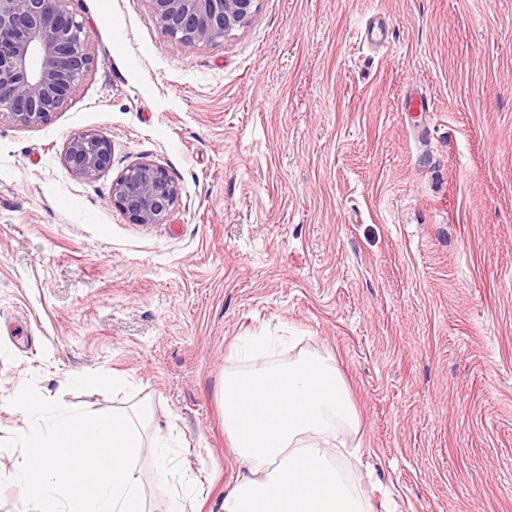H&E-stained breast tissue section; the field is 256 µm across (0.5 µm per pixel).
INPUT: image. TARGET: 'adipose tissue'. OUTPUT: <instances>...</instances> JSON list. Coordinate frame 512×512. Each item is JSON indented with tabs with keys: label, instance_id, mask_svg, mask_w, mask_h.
Instances as JSON below:
<instances>
[{
	"label": "adipose tissue",
	"instance_id": "adipose-tissue-1",
	"mask_svg": "<svg viewBox=\"0 0 512 512\" xmlns=\"http://www.w3.org/2000/svg\"><path fill=\"white\" fill-rule=\"evenodd\" d=\"M224 430L239 473L224 512H369L341 460L361 456L344 434L357 427L335 366L306 356L289 364L225 371Z\"/></svg>",
	"mask_w": 512,
	"mask_h": 512
}]
</instances>
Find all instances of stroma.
Wrapping results in <instances>:
<instances>
[{
  "instance_id": "1",
  "label": "stroma",
  "mask_w": 512,
  "mask_h": 512,
  "mask_svg": "<svg viewBox=\"0 0 512 512\" xmlns=\"http://www.w3.org/2000/svg\"><path fill=\"white\" fill-rule=\"evenodd\" d=\"M73 8L95 69L47 124L0 125V439L29 382L145 404V512H224L225 370L316 354L358 417L355 487L391 512H512V0H262L194 49L146 0ZM84 131L112 144L93 180L61 162ZM140 161L180 189L165 223L112 203ZM260 333L283 342L235 354ZM92 374L126 384L71 382ZM157 432L201 498L160 480Z\"/></svg>"
}]
</instances>
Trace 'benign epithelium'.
Wrapping results in <instances>:
<instances>
[{"instance_id":"benign-epithelium-1","label":"benign epithelium","mask_w":512,"mask_h":512,"mask_svg":"<svg viewBox=\"0 0 512 512\" xmlns=\"http://www.w3.org/2000/svg\"><path fill=\"white\" fill-rule=\"evenodd\" d=\"M73 0H0V124L47 123L97 66ZM161 30L185 48L226 41L258 13L261 0H147ZM77 177L93 180L112 161L108 138L70 137L61 153ZM180 188L151 161L127 167L112 181V203L137 224H163Z\"/></svg>"}]
</instances>
